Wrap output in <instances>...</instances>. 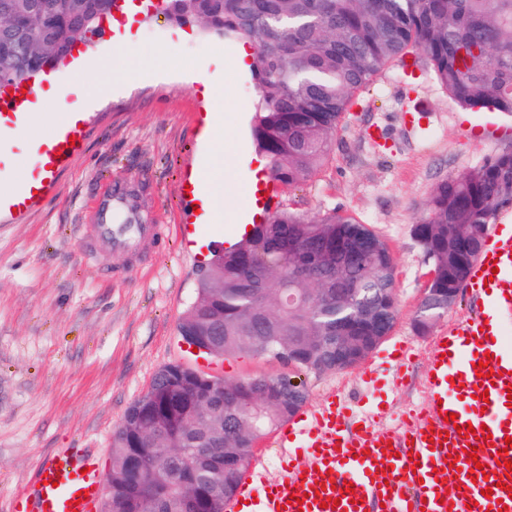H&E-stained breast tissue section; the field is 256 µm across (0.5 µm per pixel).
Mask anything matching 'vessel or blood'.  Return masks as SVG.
<instances>
[{
	"mask_svg": "<svg viewBox=\"0 0 512 512\" xmlns=\"http://www.w3.org/2000/svg\"><path fill=\"white\" fill-rule=\"evenodd\" d=\"M33 91L14 89L0 97V129H19L32 121ZM85 119L70 113L34 145V164L16 169L18 141L0 136V215L30 211L54 186L65 163L85 142ZM279 185L269 182L266 196L248 213L264 223ZM125 197L104 183L86 212L81 242L87 256L103 249L134 251L154 225H117ZM467 284L478 307L475 315L455 322L433 342L426 374V400L420 410L402 416L397 427L376 411L348 425L345 408L335 396L297 414L281 427L275 442L299 448L301 460H289L278 479L256 464L240 482L226 512H506L512 461L505 440L512 437V350L504 329L512 324V224L495 225L472 263ZM487 374H478L479 361ZM456 421H449V414ZM477 462H470V452ZM491 496H484V489ZM103 480L91 455L64 450L38 467L26 494L29 512H97Z\"/></svg>",
	"mask_w": 512,
	"mask_h": 512,
	"instance_id": "obj_1",
	"label": "vessel or blood"
}]
</instances>
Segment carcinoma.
<instances>
[{"label":"carcinoma","instance_id":"cac0c4a2","mask_svg":"<svg viewBox=\"0 0 512 512\" xmlns=\"http://www.w3.org/2000/svg\"><path fill=\"white\" fill-rule=\"evenodd\" d=\"M0 0V88L30 82L66 60L77 40L103 31L116 0ZM178 26L253 47L251 136L272 178L288 188L329 162L342 116L382 66L424 56L436 80L467 110L512 116V0H164ZM512 206V152H503L433 190L418 230L435 270L433 287L466 286L481 249L477 225ZM299 302H283L282 289ZM388 243L352 215L277 208L239 242L214 255L179 335L216 357L280 355L298 374L336 370V337L391 330L398 308ZM288 373L221 387L180 364L158 371L112 439L106 504L158 512L202 494L223 512L252 461L257 429L288 420ZM265 403L263 422L245 411ZM152 430L148 436L145 431Z\"/></svg>","mask_w":512,"mask_h":512}]
</instances>
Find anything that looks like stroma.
I'll return each mask as SVG.
<instances>
[{"instance_id":"1","label":"stroma","mask_w":512,"mask_h":512,"mask_svg":"<svg viewBox=\"0 0 512 512\" xmlns=\"http://www.w3.org/2000/svg\"><path fill=\"white\" fill-rule=\"evenodd\" d=\"M134 48L103 34L81 45L83 58L126 72V83L95 104L75 94L70 64L49 79L87 108L83 150L49 194L24 216L0 225V512L21 507L41 461L60 448L91 451L99 470L110 462L112 435L131 403L163 366L176 363L226 381L281 373L278 362L249 356L213 358L189 349L178 324L198 295L213 244L185 240L179 227L198 223L184 182L206 161L201 131L235 136L238 180L257 167L250 127L255 97L249 74L234 94L242 102L236 130L216 122L201 85L182 75L200 66L218 79L239 45L198 30L181 31L163 15L142 13ZM484 112L463 109L436 80L429 62L410 54L387 63L344 116L329 163L302 188L281 190L280 206L314 215L329 209L369 224L397 263L398 316L387 344L406 342L402 362L377 361L376 380L358 370L305 375L309 402L335 394L353 411L386 404L401 415L419 409L429 346L452 322L473 314L469 292L419 334L414 317L429 265L413 236L435 186L512 150V118L494 135L474 136ZM124 188L128 206L161 233L134 253L87 259L83 212L104 179Z\"/></svg>"}]
</instances>
